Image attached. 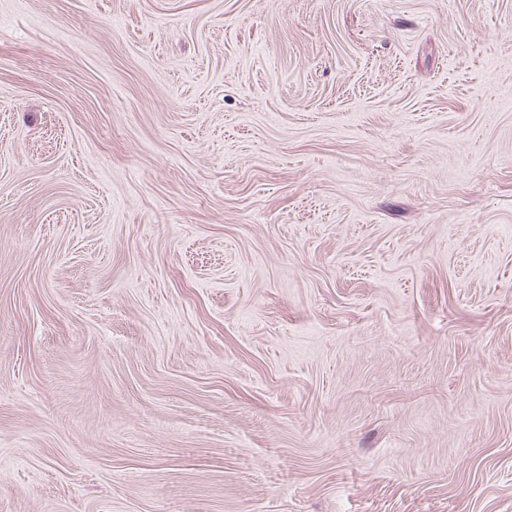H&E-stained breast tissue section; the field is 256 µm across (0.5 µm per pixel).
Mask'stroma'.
<instances>
[{
    "label": "stroma",
    "mask_w": 512,
    "mask_h": 512,
    "mask_svg": "<svg viewBox=\"0 0 512 512\" xmlns=\"http://www.w3.org/2000/svg\"><path fill=\"white\" fill-rule=\"evenodd\" d=\"M0 512H512V0H0Z\"/></svg>",
    "instance_id": "1"
}]
</instances>
